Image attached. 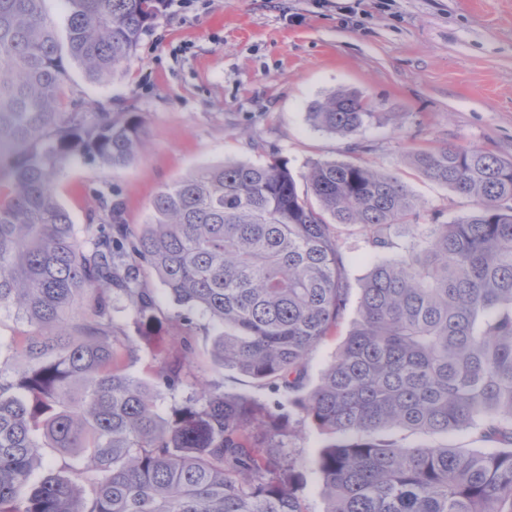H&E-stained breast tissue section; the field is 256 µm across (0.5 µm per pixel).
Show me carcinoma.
I'll return each mask as SVG.
<instances>
[{
  "instance_id": "1",
  "label": "carcinoma",
  "mask_w": 512,
  "mask_h": 512,
  "mask_svg": "<svg viewBox=\"0 0 512 512\" xmlns=\"http://www.w3.org/2000/svg\"><path fill=\"white\" fill-rule=\"evenodd\" d=\"M46 2L0 0V309L28 327L0 363V512H303L284 448L308 421L353 436L318 457L326 512H512V160L448 144L409 155L473 202L451 222L417 223L390 173L326 160L297 176L273 155L164 185L137 233L107 204L81 240L57 177L77 160L128 164L142 130L131 113L58 111L63 57L108 82L164 0H65L63 44ZM307 117L347 137L382 113L339 91ZM346 231L369 248L360 318L308 388L307 357L353 288ZM388 249L398 255L380 257ZM143 267L186 324L209 317L215 367L281 401L203 383L159 412L182 384L181 356L153 383L132 376L114 316L122 300L143 333L162 323ZM389 427H470L498 447L403 448L378 436ZM43 448L73 463L33 484Z\"/></svg>"
}]
</instances>
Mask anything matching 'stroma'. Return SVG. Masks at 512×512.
<instances>
[{
    "label": "stroma",
    "instance_id": "35a3bbf8",
    "mask_svg": "<svg viewBox=\"0 0 512 512\" xmlns=\"http://www.w3.org/2000/svg\"><path fill=\"white\" fill-rule=\"evenodd\" d=\"M60 105L64 112H130L142 121V147L126 166L79 161L58 177L55 192L77 231L97 223L99 199L111 196L121 219L140 230L158 190L204 166L288 160L294 173L325 160L364 164L399 177L420 205L452 221L472 203L408 167L413 150L442 143L478 148L512 160V0H165L122 69L108 82H89L75 63ZM352 91L384 115L355 138L314 127L311 102ZM147 280L166 318L143 337L128 311L118 310L136 350L128 371L153 380L174 340L186 338V384L158 407L189 396L205 381L260 400L271 392L238 372L215 368L209 321L183 312L155 274ZM352 288L334 333L308 355L315 384L359 319ZM407 448H481L469 429L451 433L388 430ZM343 434L306 424L287 451L301 472L304 512H324L319 453Z\"/></svg>",
    "mask_w": 512,
    "mask_h": 512
}]
</instances>
